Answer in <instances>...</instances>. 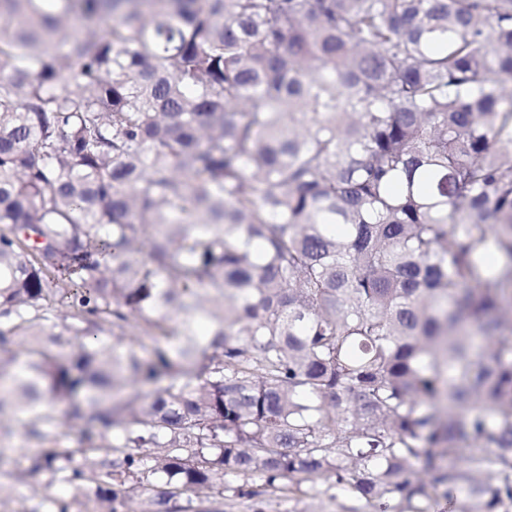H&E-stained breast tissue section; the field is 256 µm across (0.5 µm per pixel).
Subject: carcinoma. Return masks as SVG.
Wrapping results in <instances>:
<instances>
[{"mask_svg": "<svg viewBox=\"0 0 512 512\" xmlns=\"http://www.w3.org/2000/svg\"><path fill=\"white\" fill-rule=\"evenodd\" d=\"M44 2L0 0V414L79 439L21 476L512 512V0Z\"/></svg>", "mask_w": 512, "mask_h": 512, "instance_id": "1", "label": "carcinoma"}]
</instances>
